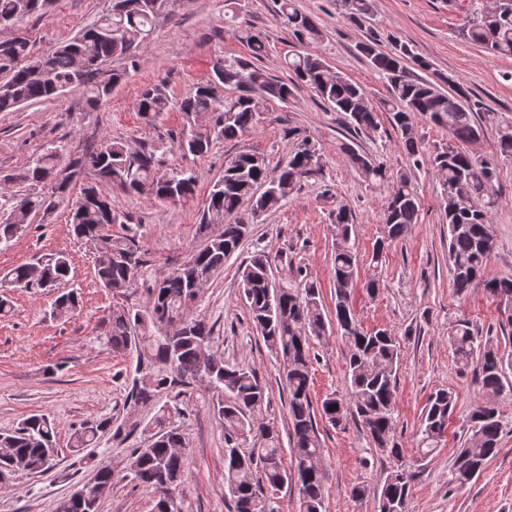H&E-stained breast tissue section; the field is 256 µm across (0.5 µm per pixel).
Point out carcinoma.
<instances>
[{
  "mask_svg": "<svg viewBox=\"0 0 512 512\" xmlns=\"http://www.w3.org/2000/svg\"><path fill=\"white\" fill-rule=\"evenodd\" d=\"M277 2L283 25L299 45L288 55V69L331 109L342 113L354 130L376 129L378 113L367 101L364 88L334 72L314 50L323 39L316 21L300 12L294 0ZM350 2V9L342 11L343 17L360 27L371 15V0ZM471 2L469 13L457 28L458 36L495 57H512V0H497L492 9L486 8L483 0ZM55 3L0 0V28L20 27L30 18H46ZM161 11L155 0H112L108 12L46 56L33 53L26 30L18 36L0 38V112H14L29 102L70 92L81 93L90 106L97 105L123 78V74L107 69V62L120 57L136 66V52L153 33ZM238 39L248 57L216 58L208 79L179 100L172 101L161 83L144 87L138 96L137 112L149 123L173 107L187 115L211 117L212 124L204 132L182 129L168 133L170 143L185 157H200L213 140H235L252 130L257 122L256 104H285L292 96L288 84L259 65L268 53L264 36L246 25L239 30ZM358 49L372 71L388 84L385 111L413 166L428 162L441 176L440 196L448 218V261L455 291L466 294L480 284L491 297L512 302V278H484L493 241L490 217L500 200L497 165L512 162V123L497 127L496 158L488 159L471 148L480 139L475 115L485 110L481 99L456 81L449 94L417 75L412 67L424 70L429 64L407 41L396 39L384 51L368 38ZM224 87L235 90V95L221 97L219 90ZM418 116L448 131V145L428 158L417 138ZM340 151L364 181H386L382 162L351 144L340 145ZM59 158L58 147H46L19 174V181L27 184L30 192L15 198L0 213V246L9 245L31 223L33 214L47 215L69 198L71 182L52 181ZM66 167L72 176L87 179L81 195L71 204L73 233L95 242L104 257L95 269L100 286L114 297H123L142 276L145 262L135 238L109 232L111 225L123 220L112 208V199L100 192L98 183L106 182L126 194L177 203L194 197L196 171L190 166L162 171L155 147L133 150L127 141L111 137L104 138L95 149L69 156ZM324 167L321 148L307 137L298 142L274 177L269 174L267 157L260 152L245 151L231 157L224 164V174L211 185L199 213L197 232L203 245L155 280L147 288L143 304L113 307L103 320V333L97 337L112 352L135 356V376L126 397L131 407L154 405L169 388L200 380L217 394L214 409L224 428V496L229 498L232 512H278L269 492L289 485L290 469L283 463L279 433L260 420L269 403L264 383L253 370L224 361L222 354L212 350L213 325L186 313L198 299V291L241 248V210L259 214L279 207L303 182L324 176ZM45 187L50 191L43 192ZM418 212L412 181L402 173L387 198L386 232L375 241L364 264L356 247L350 210L340 205L331 213L336 326L350 344L345 359L348 393L341 398L327 396L318 410L311 396L310 339L326 337L331 326L320 286L301 268L290 278L273 281L271 258L262 250L255 251L241 270L242 292L254 327L283 361L294 466L307 471L298 490L300 512H326L324 448L317 417L337 426L349 414L357 417L374 447L398 462L382 482L379 512H408V497L418 472L401 463L402 448L394 436L400 343L385 329L361 327L352 306V292L358 282L367 294L378 292L386 252L417 223ZM70 271L68 255L58 253L44 261L17 265L1 274L0 281L25 289H47L65 281ZM79 310V298L70 291L55 298L51 314L69 319ZM448 341L457 367H478L477 379L483 391L496 394L503 390L504 367H512V361L505 360L493 339H482L469 319L459 317L449 323ZM454 404L455 395L446 389L428 400L419 428L418 448L424 456L440 446ZM181 417V408L160 406L152 421L151 443L132 449L129 456L127 478L153 489V512H164L166 498L179 491L188 471L185 435L177 424ZM466 425L468 439L457 450L448 471V483L458 486L468 484L472 473L481 472L498 453L502 435L499 411L491 405L474 408ZM139 427L137 419H128L115 428L111 420L104 419L78 429L74 447L94 448L110 429L114 437H128ZM249 441L252 447L244 448ZM54 453V428L44 415H32L14 431L0 433V470L18 467L30 475L40 474L52 467ZM96 476V483H83L63 498L56 512H98L102 496L112 486L113 473L109 466L101 465Z\"/></svg>",
  "mask_w": 512,
  "mask_h": 512,
  "instance_id": "cac0c4a2",
  "label": "carcinoma"
}]
</instances>
